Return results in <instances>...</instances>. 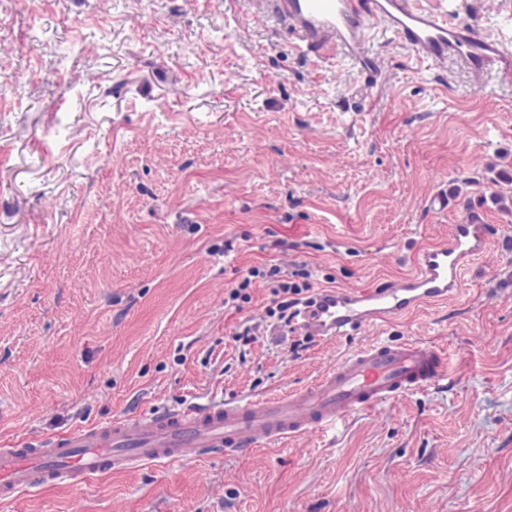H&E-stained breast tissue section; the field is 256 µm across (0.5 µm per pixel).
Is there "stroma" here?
<instances>
[{
    "label": "stroma",
    "mask_w": 512,
    "mask_h": 512,
    "mask_svg": "<svg viewBox=\"0 0 512 512\" xmlns=\"http://www.w3.org/2000/svg\"><path fill=\"white\" fill-rule=\"evenodd\" d=\"M512 49V0H428ZM379 80L243 0H0V446L303 387L379 340L449 383L335 432L56 485L0 512H512V213L448 304L293 350L269 290L401 275L512 162V79L417 60L374 27ZM449 194L445 209L429 208ZM258 324L246 351L238 324Z\"/></svg>",
    "instance_id": "1"
}]
</instances>
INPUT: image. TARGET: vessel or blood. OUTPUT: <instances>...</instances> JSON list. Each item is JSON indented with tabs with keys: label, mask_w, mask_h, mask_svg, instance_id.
Instances as JSON below:
<instances>
[{
	"label": "vessel or blood",
	"mask_w": 512,
	"mask_h": 512,
	"mask_svg": "<svg viewBox=\"0 0 512 512\" xmlns=\"http://www.w3.org/2000/svg\"><path fill=\"white\" fill-rule=\"evenodd\" d=\"M302 41L341 54L354 67L371 62L364 50L372 25L390 32L414 55L439 65L462 58L475 77L497 68L512 76V50L473 27L424 6L422 0H270ZM489 244L478 210L452 225L448 242L420 250L412 272L366 288H322L304 304L297 329L318 340L348 337L391 325L461 290L464 272ZM447 356L419 341L370 344L336 368L289 391L86 425L44 437H24L0 448V501L51 485L80 486L96 476L174 463L201 453L233 456L271 441L336 427L447 379Z\"/></svg>",
	"instance_id": "1"
}]
</instances>
